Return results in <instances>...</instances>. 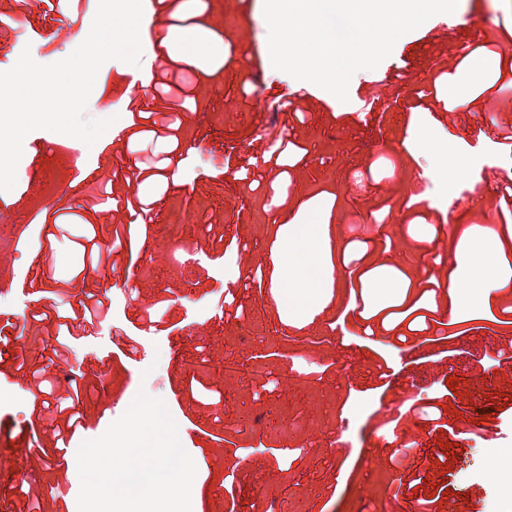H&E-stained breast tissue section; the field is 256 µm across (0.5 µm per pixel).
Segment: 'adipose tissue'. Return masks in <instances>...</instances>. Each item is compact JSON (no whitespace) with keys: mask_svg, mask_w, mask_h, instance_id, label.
Listing matches in <instances>:
<instances>
[{"mask_svg":"<svg viewBox=\"0 0 512 512\" xmlns=\"http://www.w3.org/2000/svg\"><path fill=\"white\" fill-rule=\"evenodd\" d=\"M495 239H473L457 249L455 272L458 278L473 282L479 303H490L498 289L505 287V280L494 269ZM278 262L289 280L301 288L300 294L287 295L276 292L279 309L285 310L289 318H306L315 308L329 302L327 289L334 280V267L322 257L324 238L322 227L315 215L290 225L287 235L275 244Z\"/></svg>","mask_w":512,"mask_h":512,"instance_id":"obj_1","label":"adipose tissue"}]
</instances>
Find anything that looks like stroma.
Listing matches in <instances>:
<instances>
[{
  "label": "stroma",
  "instance_id": "1",
  "mask_svg": "<svg viewBox=\"0 0 512 512\" xmlns=\"http://www.w3.org/2000/svg\"><path fill=\"white\" fill-rule=\"evenodd\" d=\"M84 0H28L12 12L40 64L69 56L87 37L91 17ZM512 0H459L401 36L376 69L357 71L347 102L315 84L289 80L273 68L263 0H166L145 16L140 66L118 60L102 65L86 115L116 117L120 127L146 131L150 149L169 155L162 180L132 186L135 171L127 140L102 136L88 151L87 176L58 177L59 133L30 132L23 142L13 190L0 191V210L30 221L17 250L0 263L20 267L8 298H0V333L26 324V349L0 343V512H76L80 479L76 447L100 437L145 391L162 399L179 425V439L197 474L192 512H483L486 500L512 512V297L499 294L472 307L471 284L457 282L452 256L473 234L497 235L498 259L512 272V236L499 210L497 187L503 129L512 127V103H492L484 87L512 78ZM473 46L492 44L493 71L480 75L472 59L435 40L439 29ZM248 29L253 41L239 46ZM207 43L199 60L180 51L184 39ZM173 59L189 86L188 101L154 98L161 76L155 55ZM387 76L397 82L384 101L365 111L363 101ZM138 79L142 105L179 119L177 132L133 119L128 84ZM469 82L471 102L449 110L452 89ZM437 83V95L420 97ZM250 96H243L242 85ZM308 97L295 111L276 109L278 96ZM445 130L467 160L462 176L427 184L424 136ZM179 145L171 147L168 136ZM304 147L305 158L278 166L262 160L278 141ZM248 168L256 190L237 180ZM39 169L52 195L30 207L26 176ZM362 176L363 190L352 186ZM103 217L129 224L140 199H150L163 220L148 226L134 247H120L110 262L91 263L73 231L48 236L44 225L63 217L75 223L88 194ZM318 212L331 245L335 281L330 303L306 321H289L273 298L291 289L273 254L287 224ZM453 224L445 233L444 224ZM399 259L393 288H372L384 247ZM262 272L261 285L246 275ZM440 286L428 293L426 274ZM97 294L122 297L105 326H91L71 342L67 361L52 363L58 325L68 306ZM169 303L160 323L144 320L146 307ZM437 302L431 342H400L396 332L363 335V315H399L412 303ZM41 321H33V314ZM152 351H145V344ZM45 368L51 399H65L71 380L87 395L77 404L83 429L61 453L52 436L43 394L19 380L18 366ZM387 379H379V372ZM454 385H447V378ZM455 395H448V388ZM409 392L400 403L398 390ZM365 407L355 408L356 399ZM435 406L439 421L423 419ZM490 412L481 421V412ZM30 430L43 447L34 453L26 490L11 487L15 448L8 429ZM393 429L414 448L401 463L380 436ZM497 459V475L486 467ZM70 485L49 493L58 467ZM450 494H442V487Z\"/></svg>",
  "mask_w": 512,
  "mask_h": 512
}]
</instances>
